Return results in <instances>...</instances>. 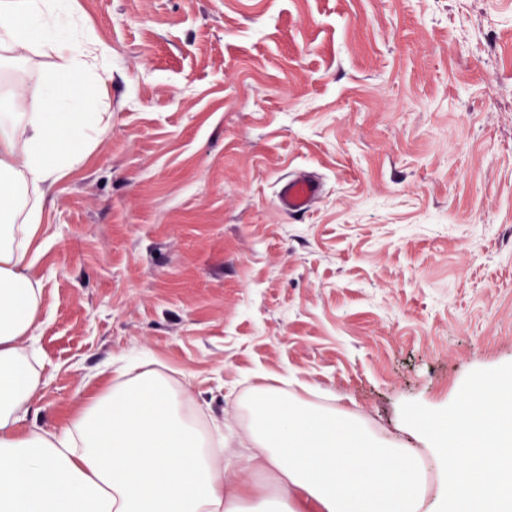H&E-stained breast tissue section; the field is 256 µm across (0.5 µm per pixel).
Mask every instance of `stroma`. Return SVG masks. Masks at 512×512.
<instances>
[{
	"mask_svg": "<svg viewBox=\"0 0 512 512\" xmlns=\"http://www.w3.org/2000/svg\"><path fill=\"white\" fill-rule=\"evenodd\" d=\"M76 6L112 122L45 208L32 421L145 354L225 436L288 378L433 459L414 417L512 369V0ZM322 186L309 173H299L281 184L276 205L284 213L293 214L307 211L320 197Z\"/></svg>",
	"mask_w": 512,
	"mask_h": 512,
	"instance_id": "obj_1",
	"label": "stroma"
}]
</instances>
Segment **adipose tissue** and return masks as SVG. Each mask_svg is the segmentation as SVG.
<instances>
[{"instance_id": "1", "label": "adipose tissue", "mask_w": 512, "mask_h": 512, "mask_svg": "<svg viewBox=\"0 0 512 512\" xmlns=\"http://www.w3.org/2000/svg\"><path fill=\"white\" fill-rule=\"evenodd\" d=\"M49 58L36 82L12 78L24 53ZM111 49L74 0H0V512H512V370L479 380L447 418L417 416L440 449L427 491L413 450L357 416L255 386L244 406L252 452L186 413L190 383L124 366L69 422L27 426L43 385L31 270L52 189L107 131L101 88Z\"/></svg>"}]
</instances>
